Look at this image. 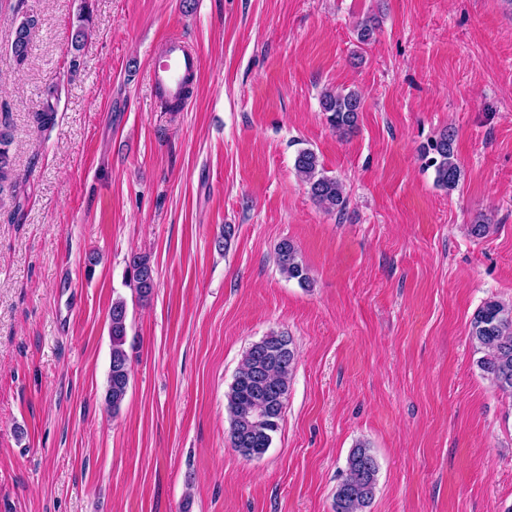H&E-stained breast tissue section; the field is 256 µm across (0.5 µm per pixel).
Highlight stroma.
I'll use <instances>...</instances> for the list:
<instances>
[{
	"label": "stroma",
	"instance_id": "stroma-1",
	"mask_svg": "<svg viewBox=\"0 0 512 512\" xmlns=\"http://www.w3.org/2000/svg\"><path fill=\"white\" fill-rule=\"evenodd\" d=\"M84 1L95 33L73 73ZM14 6L0 0L16 174L0 183V512H332L360 443L379 466L367 512H512V396L469 340L485 301L512 304V0ZM23 12L39 25L20 63ZM168 37L200 56L180 112L149 82ZM327 89L362 98L346 137ZM446 129L451 191L423 159ZM305 148L342 181L344 216L297 178ZM483 218L495 231L473 237ZM285 238L310 286L279 273ZM140 253L156 281L143 301L129 284ZM118 298L131 373L114 412ZM274 331L293 337L296 368L270 448L247 460L225 394Z\"/></svg>",
	"mask_w": 512,
	"mask_h": 512
}]
</instances>
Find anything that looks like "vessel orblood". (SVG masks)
Here are the masks:
<instances>
[{"instance_id": "vessel-or-blood-1", "label": "vessel or blood", "mask_w": 512, "mask_h": 512, "mask_svg": "<svg viewBox=\"0 0 512 512\" xmlns=\"http://www.w3.org/2000/svg\"><path fill=\"white\" fill-rule=\"evenodd\" d=\"M199 68L198 56L189 50L183 40L172 38L167 41L163 52L156 56L150 78L155 89L185 107L190 103L186 89Z\"/></svg>"}]
</instances>
